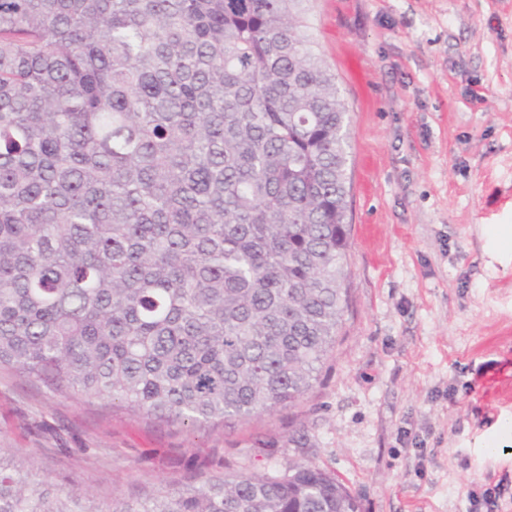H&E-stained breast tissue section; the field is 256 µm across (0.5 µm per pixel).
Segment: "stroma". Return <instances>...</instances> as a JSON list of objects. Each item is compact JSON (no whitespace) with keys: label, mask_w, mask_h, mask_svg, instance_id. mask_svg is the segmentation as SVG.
I'll return each mask as SVG.
<instances>
[{"label":"stroma","mask_w":512,"mask_h":512,"mask_svg":"<svg viewBox=\"0 0 512 512\" xmlns=\"http://www.w3.org/2000/svg\"><path fill=\"white\" fill-rule=\"evenodd\" d=\"M351 118L348 304L294 407L194 432L0 368V448L146 499L306 459L363 512H512V0H310Z\"/></svg>","instance_id":"35a3bbf8"}]
</instances>
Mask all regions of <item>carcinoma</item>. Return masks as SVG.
Listing matches in <instances>:
<instances>
[{"mask_svg": "<svg viewBox=\"0 0 512 512\" xmlns=\"http://www.w3.org/2000/svg\"><path fill=\"white\" fill-rule=\"evenodd\" d=\"M348 105L304 0H0V368L196 430L296 405L346 306ZM0 448V512H89ZM106 512H361L311 461Z\"/></svg>", "mask_w": 512, "mask_h": 512, "instance_id": "1", "label": "carcinoma"}]
</instances>
